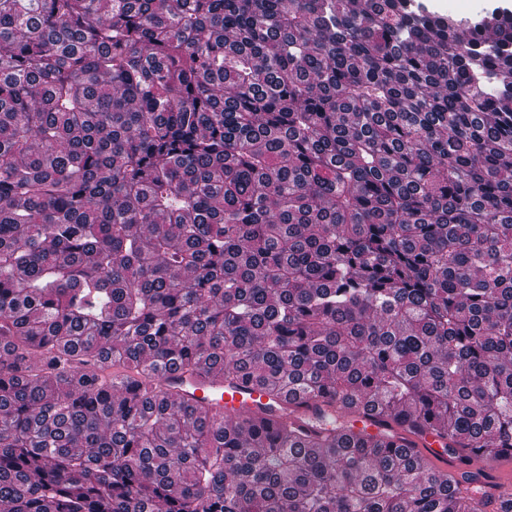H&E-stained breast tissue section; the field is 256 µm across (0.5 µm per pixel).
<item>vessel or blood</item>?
I'll use <instances>...</instances> for the list:
<instances>
[{
  "instance_id": "obj_1",
  "label": "vessel or blood",
  "mask_w": 512,
  "mask_h": 512,
  "mask_svg": "<svg viewBox=\"0 0 512 512\" xmlns=\"http://www.w3.org/2000/svg\"><path fill=\"white\" fill-rule=\"evenodd\" d=\"M160 385L164 391L191 401L216 398L218 410L229 418L270 415L278 419L291 409L300 413L306 410L302 402L290 404L270 397L256 386L240 380L225 379L223 371L217 367L209 368L191 378L168 373L161 377ZM384 430L381 417L374 413L357 414L353 422L354 433L370 440L383 437ZM417 444L439 464L448 465L454 470L461 469L460 460L448 456L442 448L441 438L436 434L425 433L418 438Z\"/></svg>"
}]
</instances>
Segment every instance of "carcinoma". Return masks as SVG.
Returning <instances> with one entry per match:
<instances>
[{
    "label": "carcinoma",
    "mask_w": 512,
    "mask_h": 512,
    "mask_svg": "<svg viewBox=\"0 0 512 512\" xmlns=\"http://www.w3.org/2000/svg\"><path fill=\"white\" fill-rule=\"evenodd\" d=\"M509 102L499 8L0 0V512H512L410 439L512 452ZM164 391L186 400L197 401L207 397H221L215 409L224 412L225 417L238 419L244 416L273 415L274 420L288 417V409L302 414L307 411L303 402L288 405V401L271 398L254 385H246L241 380L224 378V371L212 367L199 375L186 378L180 374L167 373L160 378ZM366 412L357 414L353 422L352 431L366 439H379L384 436L385 427L382 424L383 419L376 413L367 414Z\"/></svg>",
    "instance_id": "cac0c4a2"
}]
</instances>
